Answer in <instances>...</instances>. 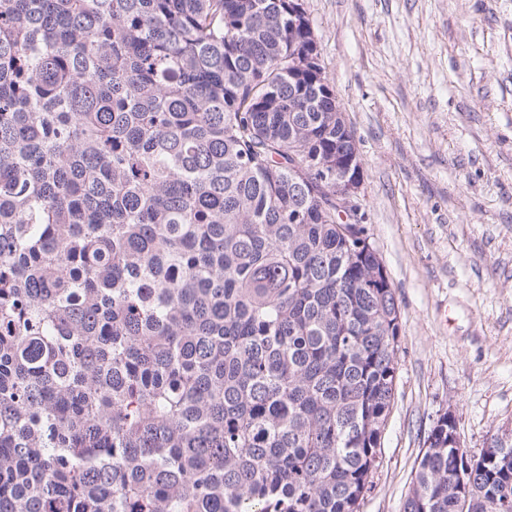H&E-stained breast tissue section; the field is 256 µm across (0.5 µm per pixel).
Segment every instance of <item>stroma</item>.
<instances>
[{"label": "stroma", "instance_id": "1", "mask_svg": "<svg viewBox=\"0 0 512 512\" xmlns=\"http://www.w3.org/2000/svg\"><path fill=\"white\" fill-rule=\"evenodd\" d=\"M357 140L400 309L394 403L361 512H401L427 436L512 432V0H303Z\"/></svg>", "mask_w": 512, "mask_h": 512}]
</instances>
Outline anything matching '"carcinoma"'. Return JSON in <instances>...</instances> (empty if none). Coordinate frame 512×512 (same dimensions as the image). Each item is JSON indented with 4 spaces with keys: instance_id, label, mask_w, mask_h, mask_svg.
<instances>
[{
    "instance_id": "cac0c4a2",
    "label": "carcinoma",
    "mask_w": 512,
    "mask_h": 512,
    "mask_svg": "<svg viewBox=\"0 0 512 512\" xmlns=\"http://www.w3.org/2000/svg\"><path fill=\"white\" fill-rule=\"evenodd\" d=\"M301 0H0V512H360L400 312L306 171ZM437 419L403 512H512V437L453 483Z\"/></svg>"
}]
</instances>
